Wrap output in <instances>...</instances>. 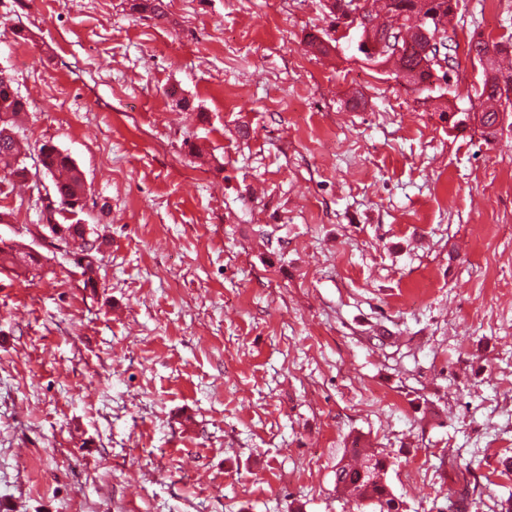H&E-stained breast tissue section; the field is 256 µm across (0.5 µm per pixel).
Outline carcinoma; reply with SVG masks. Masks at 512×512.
Here are the masks:
<instances>
[{
  "label": "carcinoma",
  "mask_w": 512,
  "mask_h": 512,
  "mask_svg": "<svg viewBox=\"0 0 512 512\" xmlns=\"http://www.w3.org/2000/svg\"><path fill=\"white\" fill-rule=\"evenodd\" d=\"M130 10L147 13L155 20L165 18L163 0H132ZM468 47L478 59L493 55L490 69L482 70L480 90L476 93V97L480 99L481 111L491 119L501 111L500 83L512 82V73L505 74L499 61V57L512 53V40L508 38L491 45L480 37H473L469 40ZM422 49V41L417 40L409 51L393 59L394 73H413L411 92L421 97L430 92L433 78L430 71L419 69ZM24 111L26 102L14 88L13 81L0 79V132L11 129L16 118ZM39 151L42 155L41 168L50 173L51 190L58 207L55 233L66 246H71L84 255L89 250V241L99 240V235L91 225L82 223L79 217L83 212L81 201L86 195L83 178L70 155L56 146L44 143ZM21 154L22 147L15 138L0 137V173L4 178H27L28 167L26 161L21 159ZM23 254L28 256V265L40 264L37 254L25 252L23 246L14 243L0 247V266L15 263L16 257ZM346 454L361 459V462L352 464L342 460L336 464V491L360 505L372 508L373 512H391L395 496L384 478L387 460L378 452L368 453L366 449L359 447L347 449Z\"/></svg>",
  "instance_id": "1"
}]
</instances>
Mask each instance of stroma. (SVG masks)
<instances>
[{
    "label": "stroma",
    "instance_id": "stroma-1",
    "mask_svg": "<svg viewBox=\"0 0 512 512\" xmlns=\"http://www.w3.org/2000/svg\"><path fill=\"white\" fill-rule=\"evenodd\" d=\"M457 20L441 112L312 54L321 0H0L30 153L0 238L42 258L0 266V512H353L357 437L403 512H512V125L451 120L512 0ZM46 142L86 183L93 289L32 235Z\"/></svg>",
    "mask_w": 512,
    "mask_h": 512
}]
</instances>
